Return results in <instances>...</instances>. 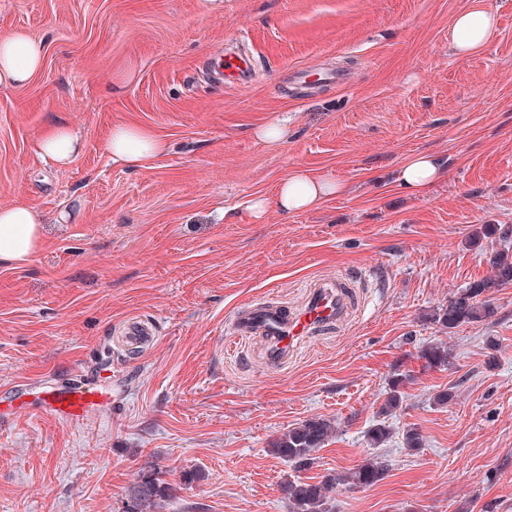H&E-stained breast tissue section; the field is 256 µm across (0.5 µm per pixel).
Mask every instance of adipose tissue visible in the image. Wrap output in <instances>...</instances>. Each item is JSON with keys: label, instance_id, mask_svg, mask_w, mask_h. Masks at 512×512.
<instances>
[{"label": "adipose tissue", "instance_id": "adipose-tissue-1", "mask_svg": "<svg viewBox=\"0 0 512 512\" xmlns=\"http://www.w3.org/2000/svg\"><path fill=\"white\" fill-rule=\"evenodd\" d=\"M495 17L475 0L467 11L457 15L451 26L452 42L458 55L469 56L482 49L492 38ZM45 50L40 41L17 30L0 36V87L10 88L27 83L37 73ZM79 148V137L72 128L56 125L38 140L37 151L46 162L56 166L70 163ZM113 161L132 169H143L166 150L165 142L147 130L119 124L113 127L107 145ZM440 161L429 154L411 156L398 170L396 178L404 187L423 193L442 176ZM345 183L313 179L297 168L289 173L279 188L276 199L258 197L247 206L252 218H262L270 207L294 214L318 207L329 196L344 194ZM42 219L24 205L0 207V265L21 266L40 249Z\"/></svg>", "mask_w": 512, "mask_h": 512}]
</instances>
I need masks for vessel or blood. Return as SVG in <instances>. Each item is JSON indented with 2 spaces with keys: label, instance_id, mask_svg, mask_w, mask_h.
I'll return each mask as SVG.
<instances>
[{
  "label": "vessel or blood",
  "instance_id": "obj_1",
  "mask_svg": "<svg viewBox=\"0 0 512 512\" xmlns=\"http://www.w3.org/2000/svg\"><path fill=\"white\" fill-rule=\"evenodd\" d=\"M213 72L223 78L225 84L246 86L256 74V58L247 52L232 51L225 54ZM295 77L308 86L323 81L341 85L346 81L343 72H320L311 68L297 70ZM352 302L353 293L347 280L319 282L310 289L306 303L293 311L268 301L248 302L237 310L232 329L237 336L264 337L267 360L276 365L316 330L340 323ZM124 327L126 342L131 348H141L155 339L151 323L131 318ZM100 397V392L88 386L53 388L45 391L39 407L51 417L77 423L91 412Z\"/></svg>",
  "mask_w": 512,
  "mask_h": 512
}]
</instances>
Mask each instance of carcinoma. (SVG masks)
Listing matches in <instances>:
<instances>
[{
	"label": "carcinoma",
	"mask_w": 512,
	"mask_h": 512,
	"mask_svg": "<svg viewBox=\"0 0 512 512\" xmlns=\"http://www.w3.org/2000/svg\"><path fill=\"white\" fill-rule=\"evenodd\" d=\"M493 275L477 281L448 299V305L430 316V321L441 330L451 331L463 324L485 321L493 317L496 309L482 295L512 285V255L498 252L491 259ZM420 358L429 367L440 368L453 364V353L444 342L423 347ZM411 380L408 374L393 376L388 396L379 414L389 415L397 409L403 388ZM335 424L325 418H310L271 442V452L294 467H308L314 463V453L319 451L334 434ZM389 470V460L380 455L363 461L342 474H327L311 483L298 475H290L279 484L288 512H332L329 495L333 488L342 485L349 489L371 487L384 479ZM175 495V488L164 479L162 469L154 462L141 470L130 489L131 512H162L166 502Z\"/></svg>",
	"instance_id": "obj_1"
}]
</instances>
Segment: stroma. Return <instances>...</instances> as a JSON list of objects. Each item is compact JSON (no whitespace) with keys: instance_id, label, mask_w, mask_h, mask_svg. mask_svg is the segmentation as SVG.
<instances>
[{"instance_id":"1","label":"stroma","mask_w":512,"mask_h":512,"mask_svg":"<svg viewBox=\"0 0 512 512\" xmlns=\"http://www.w3.org/2000/svg\"><path fill=\"white\" fill-rule=\"evenodd\" d=\"M472 2L0 0V35L24 29L46 51L31 83L0 88V206L43 219L32 259L0 266V395L22 382L112 393L78 424L33 401L0 415V512H128L151 461L176 489L165 512H288L282 479L316 482L378 454L385 478L336 488L333 512H512V285L490 294L487 321L446 335L427 319L512 251V0H484L497 32L460 58L450 28ZM243 31L256 81L210 79ZM319 64L352 82L289 96L292 73ZM276 122L287 137L261 139ZM57 123L81 139L64 167L36 150ZM118 123L166 153L139 170L113 162ZM416 153L444 169L423 194L395 180ZM296 168L348 191L251 221L250 199L274 197ZM336 276L357 310L286 363L268 364L259 337L230 336L244 303L295 310ZM134 315L158 331L138 353L120 344ZM438 339L455 359L430 368L419 352ZM403 372L396 433L379 449L369 431ZM315 416L336 432L311 467L270 454ZM408 427L421 451L403 447Z\"/></svg>"}]
</instances>
